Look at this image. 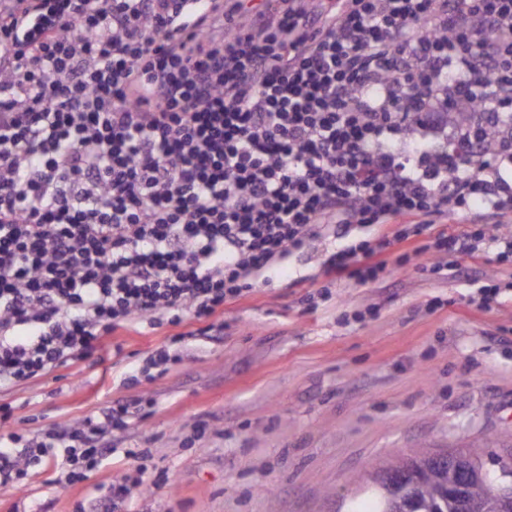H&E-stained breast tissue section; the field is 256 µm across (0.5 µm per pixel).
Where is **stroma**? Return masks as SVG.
Here are the masks:
<instances>
[{
    "instance_id": "35a3bbf8",
    "label": "stroma",
    "mask_w": 512,
    "mask_h": 512,
    "mask_svg": "<svg viewBox=\"0 0 512 512\" xmlns=\"http://www.w3.org/2000/svg\"><path fill=\"white\" fill-rule=\"evenodd\" d=\"M343 244L291 256L226 303L222 327L186 339L166 374L147 363L175 329L142 325L105 337L99 357L0 389L12 431L27 438L115 400L152 401L144 420L113 433V453L87 481L69 486L54 463L30 465L0 487V512H76L141 465L169 480L133 487L132 512H338L393 457L512 447V297L470 301L473 279L512 280V260L464 257L465 280L407 265L320 298V264ZM367 309L365 322L344 323Z\"/></svg>"
}]
</instances>
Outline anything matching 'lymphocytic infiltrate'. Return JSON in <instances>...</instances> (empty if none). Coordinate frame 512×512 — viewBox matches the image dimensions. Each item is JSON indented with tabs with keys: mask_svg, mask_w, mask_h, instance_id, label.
Listing matches in <instances>:
<instances>
[{
	"mask_svg": "<svg viewBox=\"0 0 512 512\" xmlns=\"http://www.w3.org/2000/svg\"><path fill=\"white\" fill-rule=\"evenodd\" d=\"M0 0V386L139 322L213 329L316 243L330 283L512 256V0ZM468 112L471 125L455 115ZM490 219L431 234L448 215ZM118 401L27 442L0 406V486L62 449L85 481Z\"/></svg>",
	"mask_w": 512,
	"mask_h": 512,
	"instance_id": "obj_1",
	"label": "lymphocytic infiltrate"
}]
</instances>
